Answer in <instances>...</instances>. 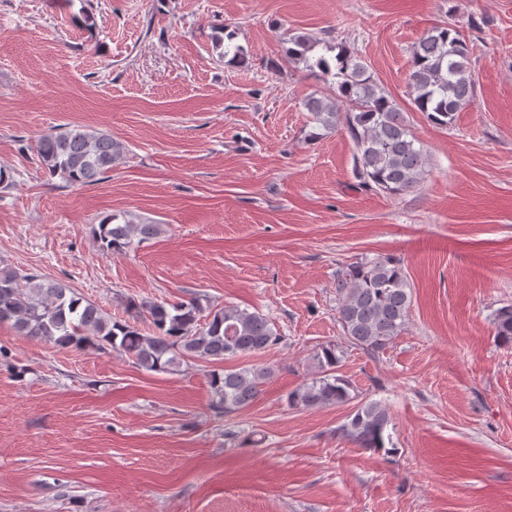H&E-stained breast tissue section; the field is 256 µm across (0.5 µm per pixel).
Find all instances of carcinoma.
I'll list each match as a JSON object with an SVG mask.
<instances>
[{
  "label": "carcinoma",
  "mask_w": 512,
  "mask_h": 512,
  "mask_svg": "<svg viewBox=\"0 0 512 512\" xmlns=\"http://www.w3.org/2000/svg\"><path fill=\"white\" fill-rule=\"evenodd\" d=\"M288 44L289 62L330 75L336 85L333 97L309 94L303 99L315 129L310 137L318 139L324 131L344 127L354 147L355 178L361 188L400 194L420 183L427 175L423 146L399 104L379 88L361 58L342 47L332 62L316 56L318 42L304 35L290 36ZM471 52L455 24H438L423 34L411 59L409 87L415 111L446 126L470 105ZM126 152V145L111 134L82 126L48 133L37 146L38 157L51 174L78 184L99 181ZM164 232L165 225L156 221L127 219L120 224L117 216L110 215L98 225L97 237L102 249L114 253ZM336 296L344 336L371 355L384 351L405 330L411 286L404 265L394 257L379 256L341 268L336 273ZM129 308L148 317L151 331L112 319L60 281L0 266V324L62 348L111 347L147 372L175 373L190 360L222 364L282 340L263 314L224 307L205 316L195 298L176 303L131 301ZM494 325L499 343L511 346L512 305L496 311ZM341 362L335 345L320 347L312 356L316 375L288 394V405L311 409L351 403L352 386L337 373ZM268 376L269 370L259 366L212 370L213 408L227 415L248 407ZM390 423L386 406L363 401L354 406L339 433L363 448L377 450L385 447Z\"/></svg>",
  "instance_id": "1"
}]
</instances>
